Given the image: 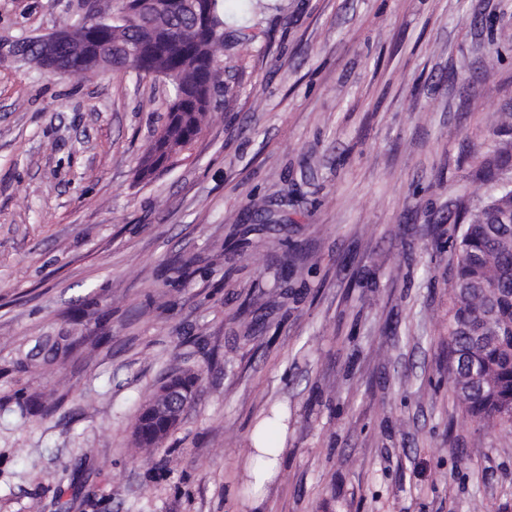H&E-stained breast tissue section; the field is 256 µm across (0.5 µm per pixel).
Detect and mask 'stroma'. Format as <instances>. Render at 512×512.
<instances>
[{"label": "stroma", "mask_w": 512, "mask_h": 512, "mask_svg": "<svg viewBox=\"0 0 512 512\" xmlns=\"http://www.w3.org/2000/svg\"><path fill=\"white\" fill-rule=\"evenodd\" d=\"M77 3L0 0V39ZM224 20V92L148 181L164 78L0 64V512H512V431L448 385L460 208L512 184V0ZM175 373L195 400L138 447ZM257 455H254L246 464V471L255 494H263L267 486L272 483L278 473L279 455L281 448L267 450L264 446H256ZM269 456V457H265Z\"/></svg>", "instance_id": "35a3bbf8"}]
</instances>
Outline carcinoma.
Returning <instances> with one entry per match:
<instances>
[{"instance_id": "carcinoma-1", "label": "carcinoma", "mask_w": 512, "mask_h": 512, "mask_svg": "<svg viewBox=\"0 0 512 512\" xmlns=\"http://www.w3.org/2000/svg\"><path fill=\"white\" fill-rule=\"evenodd\" d=\"M96 13L112 27L108 42L134 39L137 33L117 32L101 0ZM185 27L176 36L166 66L185 82L215 85L217 68L195 65L199 45L187 18L172 13ZM452 307L448 319V384L467 417L477 424L512 428V189L493 197L466 215L460 237L452 243ZM480 376L481 393H470L460 365Z\"/></svg>"}]
</instances>
